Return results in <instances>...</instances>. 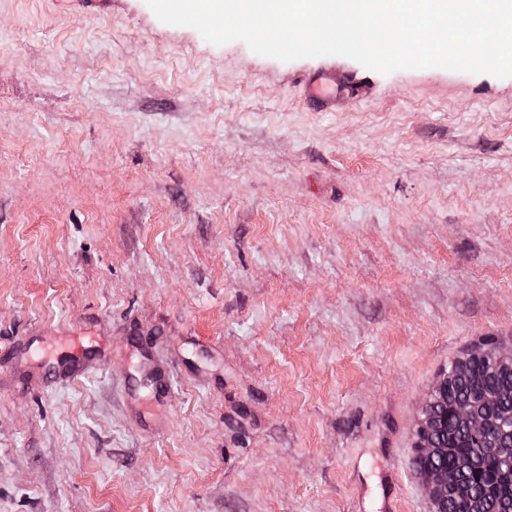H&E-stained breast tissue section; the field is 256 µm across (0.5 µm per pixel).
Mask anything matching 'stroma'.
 <instances>
[{
	"label": "stroma",
	"mask_w": 512,
	"mask_h": 512,
	"mask_svg": "<svg viewBox=\"0 0 512 512\" xmlns=\"http://www.w3.org/2000/svg\"><path fill=\"white\" fill-rule=\"evenodd\" d=\"M321 68L363 96L309 109ZM83 327L106 357L45 372ZM485 341L512 349V77L0 0V512H431L421 405Z\"/></svg>",
	"instance_id": "obj_1"
}]
</instances>
